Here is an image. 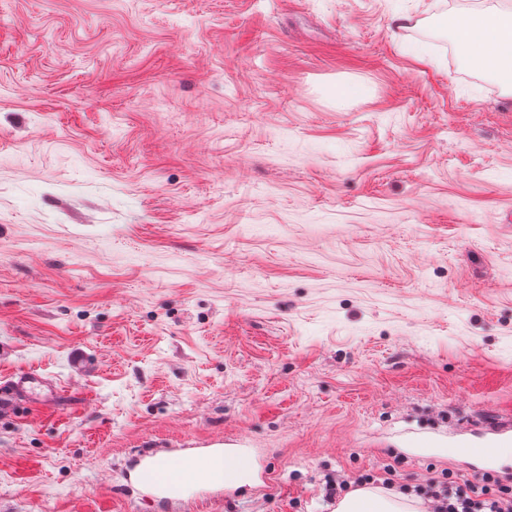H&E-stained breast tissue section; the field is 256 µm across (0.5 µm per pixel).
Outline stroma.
I'll use <instances>...</instances> for the list:
<instances>
[{
	"label": "stroma",
	"instance_id": "35a3bbf8",
	"mask_svg": "<svg viewBox=\"0 0 512 512\" xmlns=\"http://www.w3.org/2000/svg\"><path fill=\"white\" fill-rule=\"evenodd\" d=\"M448 0H0V512H151L146 443L413 488L512 419V93ZM357 86L341 99L336 89ZM55 388L54 381L43 373L36 370L19 372L0 384V412L13 411L18 396L39 399Z\"/></svg>",
	"mask_w": 512,
	"mask_h": 512
}]
</instances>
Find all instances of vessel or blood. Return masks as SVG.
<instances>
[{"label": "vessel or blood", "mask_w": 512, "mask_h": 512, "mask_svg": "<svg viewBox=\"0 0 512 512\" xmlns=\"http://www.w3.org/2000/svg\"><path fill=\"white\" fill-rule=\"evenodd\" d=\"M55 388L54 381L38 371L17 373L0 384V412L13 411L17 397L39 399ZM511 447V421L490 423L488 438L481 444H460L463 456L483 470L495 465L501 449ZM129 478L152 512H170L172 505L182 502L186 484L199 482L203 498L216 501L231 490L264 487L270 475L256 469L249 442L227 437L196 448L144 451L133 463Z\"/></svg>", "instance_id": "b4317fda"}]
</instances>
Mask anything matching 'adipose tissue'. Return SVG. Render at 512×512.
Wrapping results in <instances>:
<instances>
[{
    "label": "adipose tissue",
    "mask_w": 512,
    "mask_h": 512,
    "mask_svg": "<svg viewBox=\"0 0 512 512\" xmlns=\"http://www.w3.org/2000/svg\"><path fill=\"white\" fill-rule=\"evenodd\" d=\"M467 61L512 91V14L459 13L451 22Z\"/></svg>",
    "instance_id": "ef3b65f1"
}]
</instances>
